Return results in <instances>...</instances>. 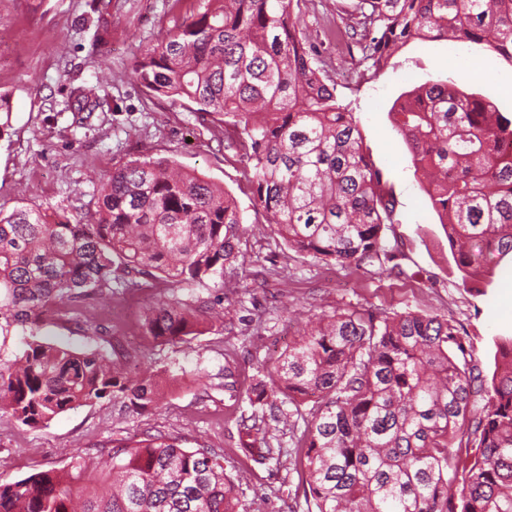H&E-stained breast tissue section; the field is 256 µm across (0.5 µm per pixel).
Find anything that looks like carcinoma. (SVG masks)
<instances>
[{
	"label": "carcinoma",
	"instance_id": "obj_1",
	"mask_svg": "<svg viewBox=\"0 0 512 512\" xmlns=\"http://www.w3.org/2000/svg\"><path fill=\"white\" fill-rule=\"evenodd\" d=\"M197 13L145 47L140 85L226 118L246 160L254 209L288 246L325 264L391 262L383 246L395 199L354 114L314 65L297 20L301 0H200ZM348 15L369 77L415 40L446 39L512 63V0H352ZM95 41L112 32L103 4ZM75 110L100 105L78 87ZM393 127L425 183L465 283L492 282L512 255V113L449 77L401 95ZM236 199L173 161L138 158L102 184L94 221L0 210V416L30 428L103 399L142 413L159 377L99 350L39 337L48 314L112 293L132 274L177 287L225 285L246 232ZM200 314L177 296L149 305L141 336L174 344ZM28 333L18 352L7 338ZM494 369L478 372L461 326L444 315L342 308L309 321L244 393L250 406L315 397L288 414L316 512H512V336L494 339ZM303 429H298V420ZM112 491L79 509L92 478ZM240 487L209 448L165 433L22 479L0 477V512H238Z\"/></svg>",
	"mask_w": 512,
	"mask_h": 512
}]
</instances>
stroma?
<instances>
[{"label": "stroma", "instance_id": "35a3bbf8", "mask_svg": "<svg viewBox=\"0 0 512 512\" xmlns=\"http://www.w3.org/2000/svg\"><path fill=\"white\" fill-rule=\"evenodd\" d=\"M198 8L199 0H134L131 12L114 15L110 51L101 54L92 46L91 0H0V95L11 108L0 132L1 211L24 205L88 222L100 185L114 168L150 157L173 160L223 186L236 198L246 227L236 287L210 281L177 290L153 278L145 288L114 290L42 324L40 335L48 342L128 352L143 367L167 371L171 380L158 407L142 414L106 400L63 412L37 428L0 417V474L18 480L163 431L179 437L183 447L218 451L227 473L241 484L244 512H307L303 473L287 426L266 436L271 447L282 448L279 461L255 463L246 448L249 437L239 430L241 417L252 409L238 396L295 341L303 321L348 307L448 316L466 330L480 371L491 375L493 339L512 330V258L497 262L489 287L463 283L388 111L402 93L449 76L511 112L512 90L503 79L512 75V64L455 41L417 40L380 75L359 83L354 79L358 49L336 39L347 25L336 0H307L301 27L318 48L337 95L351 102L371 158L396 200L394 222L384 236L395 256L393 272L376 263L327 265L290 249L264 214L254 211L243 164L226 148L219 116L194 111L185 100L156 96L135 81L140 51ZM79 85L95 87L107 109L74 111L70 92ZM173 294L219 302L223 327L202 326L187 343L144 342L142 310Z\"/></svg>", "mask_w": 512, "mask_h": 512}]
</instances>
